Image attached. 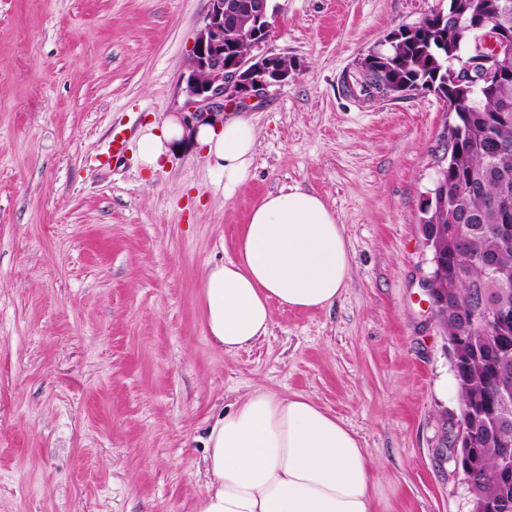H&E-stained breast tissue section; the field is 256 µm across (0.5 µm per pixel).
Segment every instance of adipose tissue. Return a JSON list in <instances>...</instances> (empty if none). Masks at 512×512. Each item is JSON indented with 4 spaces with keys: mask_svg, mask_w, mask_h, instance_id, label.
<instances>
[{
    "mask_svg": "<svg viewBox=\"0 0 512 512\" xmlns=\"http://www.w3.org/2000/svg\"><path fill=\"white\" fill-rule=\"evenodd\" d=\"M194 142L234 189L250 173L255 131L240 117L187 129L180 116L144 128L139 159L156 170ZM351 258L324 200L300 187L267 194L235 241V257L201 279L207 332L233 354L267 336L275 306H332ZM206 493L197 512H372L370 464L356 435L311 398L253 390L206 433Z\"/></svg>",
    "mask_w": 512,
    "mask_h": 512,
    "instance_id": "obj_1",
    "label": "adipose tissue"
}]
</instances>
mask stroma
<instances>
[{
    "mask_svg": "<svg viewBox=\"0 0 512 512\" xmlns=\"http://www.w3.org/2000/svg\"><path fill=\"white\" fill-rule=\"evenodd\" d=\"M273 3L266 49L292 71L240 110L255 163L228 194L192 143L154 172L138 160L142 128L181 109L207 0H0V512H197L206 432L255 389L313 397L357 435L372 512H469L437 452L459 403L421 288L451 117L429 90L344 87L448 0ZM295 185L342 225L349 286L325 309L275 307L268 336L225 354L198 284Z\"/></svg>",
    "mask_w": 512,
    "mask_h": 512,
    "instance_id": "1",
    "label": "stroma"
}]
</instances>
